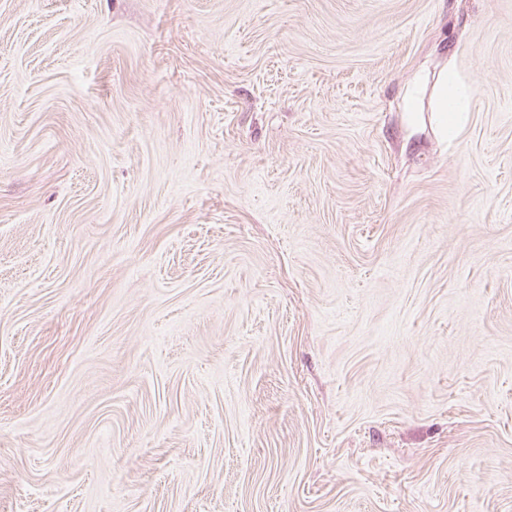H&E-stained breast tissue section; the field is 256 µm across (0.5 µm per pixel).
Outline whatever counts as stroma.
Masks as SVG:
<instances>
[{
    "label": "stroma",
    "instance_id": "1",
    "mask_svg": "<svg viewBox=\"0 0 512 512\" xmlns=\"http://www.w3.org/2000/svg\"><path fill=\"white\" fill-rule=\"evenodd\" d=\"M0 512H512V0H0ZM466 90L457 83L455 65L448 59L437 71L433 84L432 112H439L440 123L447 132L452 131L455 119L461 112ZM423 80V73H416L405 94V112L411 133L417 130L418 92Z\"/></svg>",
    "mask_w": 512,
    "mask_h": 512
}]
</instances>
